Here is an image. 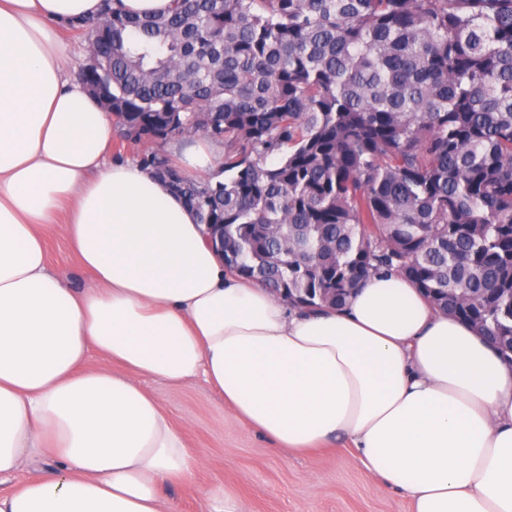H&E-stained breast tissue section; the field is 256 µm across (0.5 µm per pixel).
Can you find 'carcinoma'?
<instances>
[{
	"mask_svg": "<svg viewBox=\"0 0 512 512\" xmlns=\"http://www.w3.org/2000/svg\"><path fill=\"white\" fill-rule=\"evenodd\" d=\"M102 0L115 146L224 225L232 274L343 307L410 279L512 364V0ZM223 146L190 177L143 116Z\"/></svg>",
	"mask_w": 512,
	"mask_h": 512,
	"instance_id": "1",
	"label": "carcinoma"
}]
</instances>
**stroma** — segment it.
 <instances>
[{"label": "stroma", "instance_id": "obj_1", "mask_svg": "<svg viewBox=\"0 0 512 512\" xmlns=\"http://www.w3.org/2000/svg\"><path fill=\"white\" fill-rule=\"evenodd\" d=\"M145 386L204 460L192 483L162 487L169 512H206L205 494L218 483L248 512H412L405 496L369 477L342 443L293 456L233 418L203 380L175 389L149 379Z\"/></svg>", "mask_w": 512, "mask_h": 512}]
</instances>
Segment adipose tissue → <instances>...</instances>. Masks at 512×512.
<instances>
[{"label": "adipose tissue", "mask_w": 512, "mask_h": 512, "mask_svg": "<svg viewBox=\"0 0 512 512\" xmlns=\"http://www.w3.org/2000/svg\"><path fill=\"white\" fill-rule=\"evenodd\" d=\"M98 6L0 0V475L57 462L0 512H166L202 457L146 376L203 378L289 454L346 441L413 512H512V365L396 274L314 312L232 275L182 198L108 159L60 35ZM52 228L82 287L50 270Z\"/></svg>", "instance_id": "ef3b65f1"}]
</instances>
